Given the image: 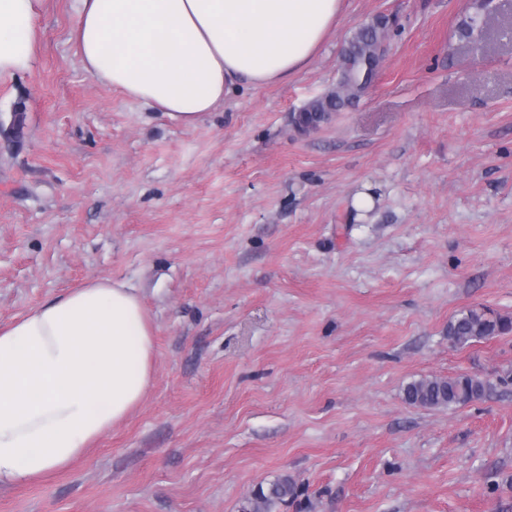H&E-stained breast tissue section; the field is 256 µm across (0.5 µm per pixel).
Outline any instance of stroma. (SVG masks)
I'll use <instances>...</instances> for the list:
<instances>
[{"instance_id": "35a3bbf8", "label": "stroma", "mask_w": 512, "mask_h": 512, "mask_svg": "<svg viewBox=\"0 0 512 512\" xmlns=\"http://www.w3.org/2000/svg\"><path fill=\"white\" fill-rule=\"evenodd\" d=\"M78 5L43 0L34 69L0 80V119L26 107L0 149V325L124 282L155 379L85 457L0 490V512H240L285 474L301 493L279 512H512V332L448 343L462 310L512 320V0H344L306 67L192 129L84 71ZM382 16L374 85L297 130ZM461 374L494 387L404 400ZM491 386L489 380L472 375L422 377L407 383L403 395L411 405L452 409L481 398Z\"/></svg>"}]
</instances>
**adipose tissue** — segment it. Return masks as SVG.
<instances>
[{"label": "adipose tissue", "mask_w": 512, "mask_h": 512, "mask_svg": "<svg viewBox=\"0 0 512 512\" xmlns=\"http://www.w3.org/2000/svg\"><path fill=\"white\" fill-rule=\"evenodd\" d=\"M40 0H0V78L31 69ZM343 0H80L70 40L100 85L195 127L237 83L304 68ZM135 289L88 279L0 327V488L69 467L154 383Z\"/></svg>", "instance_id": "obj_1"}]
</instances>
